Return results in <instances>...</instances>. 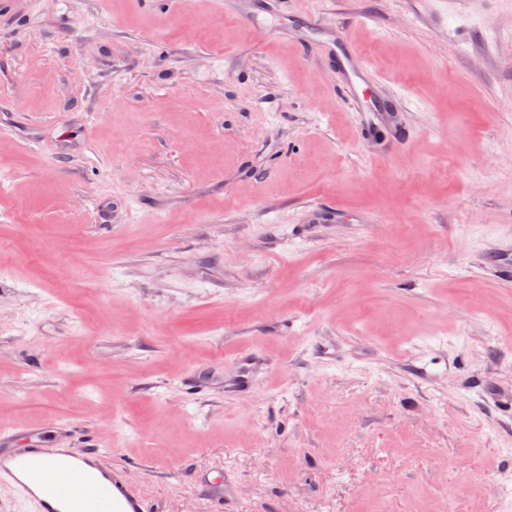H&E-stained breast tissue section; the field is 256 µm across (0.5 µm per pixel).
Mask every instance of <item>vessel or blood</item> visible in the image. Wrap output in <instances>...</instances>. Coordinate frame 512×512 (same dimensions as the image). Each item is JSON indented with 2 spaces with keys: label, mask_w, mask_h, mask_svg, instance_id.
<instances>
[{
  "label": "vessel or blood",
  "mask_w": 512,
  "mask_h": 512,
  "mask_svg": "<svg viewBox=\"0 0 512 512\" xmlns=\"http://www.w3.org/2000/svg\"><path fill=\"white\" fill-rule=\"evenodd\" d=\"M95 465L94 453H70L62 464L43 438L20 444L13 433L0 431V485H9L33 512H68L70 502L79 504L80 512H145L111 472L87 475Z\"/></svg>",
  "instance_id": "obj_1"
}]
</instances>
